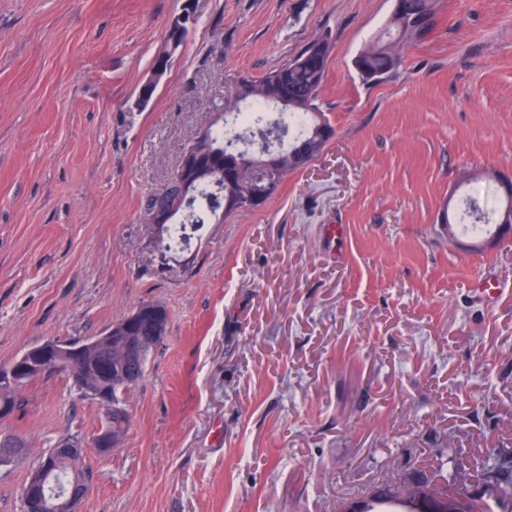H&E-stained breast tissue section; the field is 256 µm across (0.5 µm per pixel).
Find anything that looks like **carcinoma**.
<instances>
[{
    "label": "carcinoma",
    "mask_w": 512,
    "mask_h": 512,
    "mask_svg": "<svg viewBox=\"0 0 512 512\" xmlns=\"http://www.w3.org/2000/svg\"><path fill=\"white\" fill-rule=\"evenodd\" d=\"M436 13L437 0H402L400 11L391 16L387 36L370 41L361 51L359 73L369 71L382 79L398 69L403 49L428 36L434 27ZM183 42L184 38L177 39L174 31L167 30L162 46L151 60L150 69H155L165 59H172ZM330 53L328 39L319 37L298 55L257 81L247 76L233 79L235 101L248 103V110L234 112L229 122L211 128V151L205 154V165L213 178L189 186L176 174L164 185L161 193L148 196L144 202L146 210L171 212L178 216L171 223L161 224L158 239L161 251L171 253L187 245V234L176 239V227L189 225L197 229L217 215L228 216L226 212L218 213V207L213 204L216 196L225 200L242 197L247 192V185L244 181L224 179L226 173L243 169L254 175L262 174L264 154L251 153L239 148V144L249 141L247 134L253 135L268 124V112L276 111L277 124L288 132V148L284 151L281 172L276 175V185H281L289 173L300 169L299 160L307 164L323 150L328 142L323 137V130H330L332 126L320 108L319 94ZM469 213L473 218L471 228L482 231L489 225V213L478 200H470ZM98 363L97 355L89 353L84 361V370L97 390L108 393L104 404L105 424L126 432L130 425L128 409H123V413L118 415L112 411V403L126 402L127 395L136 384L127 385L116 378L111 380L98 375ZM26 386L27 383L23 382L10 390L0 388V407L7 406L9 412H15L20 406V393ZM497 455L500 463L488 475L512 484V450L501 449ZM46 465L53 472L54 487L58 488L70 480L67 466L48 464L46 459H41L21 492V498L32 502V512H40L37 504L42 500L45 489L39 476ZM364 504V512H418L413 507L412 498L404 494L391 498L384 488L374 492L364 500Z\"/></svg>",
    "instance_id": "obj_1"
}]
</instances>
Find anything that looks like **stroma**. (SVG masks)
Listing matches in <instances>:
<instances>
[{
	"instance_id": "1",
	"label": "stroma",
	"mask_w": 512,
	"mask_h": 512,
	"mask_svg": "<svg viewBox=\"0 0 512 512\" xmlns=\"http://www.w3.org/2000/svg\"><path fill=\"white\" fill-rule=\"evenodd\" d=\"M184 0H0V364L162 303L128 399L38 379L0 433V512L63 437L92 473L80 512H341L512 447V232L474 248L445 206L498 207L512 173V0H439L399 69L353 65L394 0H197L154 96L133 103ZM332 45L323 151L162 264L142 202L231 103L312 40ZM501 296H475L485 277Z\"/></svg>"
}]
</instances>
